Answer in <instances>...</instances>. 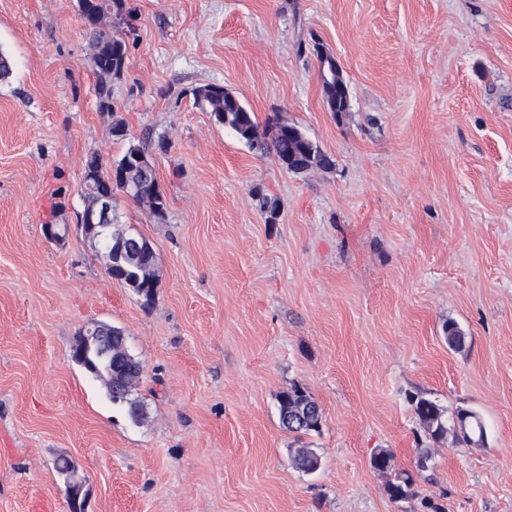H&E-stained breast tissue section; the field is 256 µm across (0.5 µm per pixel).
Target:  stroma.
Segmentation results:
<instances>
[{"label":"stroma","instance_id":"obj_1","mask_svg":"<svg viewBox=\"0 0 512 512\" xmlns=\"http://www.w3.org/2000/svg\"><path fill=\"white\" fill-rule=\"evenodd\" d=\"M112 23L127 55L105 111L76 0H0V512H70L61 455L85 512H512V0H122ZM208 84L330 165L253 152L197 106ZM146 138L165 219L112 204L155 250L148 304L76 225L87 156ZM91 320L143 361L144 423L72 361ZM295 387L322 412L313 474L279 421ZM421 396L479 413L485 444L433 441ZM382 449L414 475L405 499ZM321 80H322V87L324 92V100L326 103H328L330 106H332L334 112H340L342 109L347 107L349 109V99H348V105H346V102L340 95L336 96V81L340 84H344L345 87L348 88V84L343 76L342 70L338 68L337 73L336 69L335 71L332 69V67L327 65V68L324 69L321 72ZM292 465L301 472L313 474L320 469L321 458L308 444L301 443L296 448H291ZM372 466L375 470L388 473L394 476L389 481L388 491L390 496L395 500H400L411 493L414 486V479L412 475L407 472H397L394 467V456L387 450H379L372 457ZM68 465L61 475L65 476L64 483L66 486L67 496L70 502L71 509L80 512L84 510L85 493H84V480L78 475L76 465L70 459Z\"/></svg>","mask_w":512,"mask_h":512}]
</instances>
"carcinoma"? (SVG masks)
Masks as SVG:
<instances>
[{"instance_id":"carcinoma-1","label":"carcinoma","mask_w":512,"mask_h":512,"mask_svg":"<svg viewBox=\"0 0 512 512\" xmlns=\"http://www.w3.org/2000/svg\"><path fill=\"white\" fill-rule=\"evenodd\" d=\"M120 0H83L79 11L89 31L90 66L96 75V92L99 105L109 111L112 109V82L121 77L125 67L127 46L122 34L112 30V25L92 21V17L112 10V6ZM324 100L336 111L346 107V102L336 94V84H344L346 80L342 70L324 69L321 74ZM195 101L203 109L210 112L217 122L224 125L235 136L244 141L249 147H259L258 153L271 154L283 165H288L290 159L304 163L305 168L325 167L330 159L296 126L272 139H267V132L260 131L254 114L237 98L225 94L214 85L199 87L195 90ZM157 178L156 168L130 164L124 169L121 180H112L108 164L103 163L88 181L92 191L86 195L88 199L100 196H110L121 191L136 198L135 191L149 190ZM129 228L124 225L112 227V277L131 288L137 295L145 298V303L153 299L151 290L155 280L153 268L156 254L149 242L138 237V244L128 237ZM448 348L460 350L465 346L466 336L455 322L443 326ZM142 372L140 361L131 354L124 336L112 337V382L117 391L110 399L114 404L125 407L128 417L135 423L144 421L147 413L143 404L131 398L132 391L140 382ZM316 401L305 391L295 387L278 396L277 407L282 426L293 433L297 439H302L321 429L322 415L313 411ZM414 412L430 437L440 441L448 436V417L446 410L436 401L420 397L413 400ZM468 419L471 433L466 435L468 441H479L484 435L485 428L479 415L467 409L457 411V419ZM292 465L301 472L313 474L320 469L321 458L316 451L302 443L290 449ZM375 470L392 473L388 491L395 500H400L411 493L414 486L412 475L407 472H397L394 469V456L387 450H380L372 457Z\"/></svg>"}]
</instances>
